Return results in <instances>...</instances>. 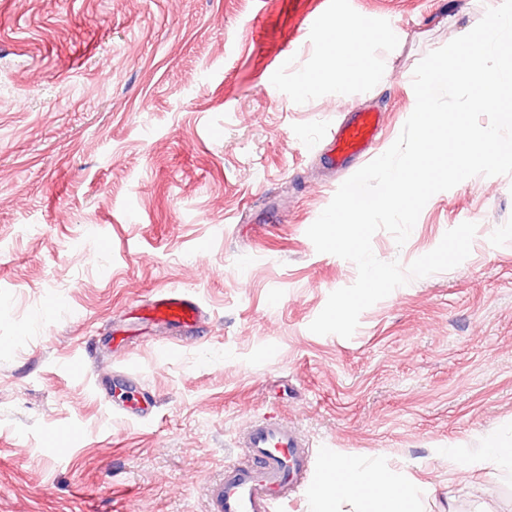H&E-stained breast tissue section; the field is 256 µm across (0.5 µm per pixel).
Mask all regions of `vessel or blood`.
Returning <instances> with one entry per match:
<instances>
[{
    "mask_svg": "<svg viewBox=\"0 0 512 512\" xmlns=\"http://www.w3.org/2000/svg\"><path fill=\"white\" fill-rule=\"evenodd\" d=\"M381 112L352 113L326 137L325 147L331 167L347 169L350 160L370 159L382 130ZM149 319L161 326L193 333L203 318L196 298L184 288L159 292L149 311ZM107 397L115 411L138 417L153 411L137 405L126 392L109 390ZM241 453L225 463L222 480L210 489L213 512H276L289 496L305 493L302 479L312 464L310 446L287 420L266 414L249 421L240 435Z\"/></svg>",
    "mask_w": 512,
    "mask_h": 512,
    "instance_id": "obj_1",
    "label": "vessel or blood"
}]
</instances>
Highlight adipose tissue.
I'll use <instances>...</instances> for the list:
<instances>
[{
  "label": "adipose tissue",
  "mask_w": 512,
  "mask_h": 512,
  "mask_svg": "<svg viewBox=\"0 0 512 512\" xmlns=\"http://www.w3.org/2000/svg\"><path fill=\"white\" fill-rule=\"evenodd\" d=\"M329 33L335 51L334 81L341 91L350 74L363 66L375 39L348 21L330 24ZM446 454L449 469L467 471L492 461L504 475L512 477V447L497 439H484L478 448H450ZM344 471L346 478L339 489L321 485L309 494V512H329L327 504L334 498L357 501L358 512H403L404 504L415 497L414 483L397 481L376 463L350 464Z\"/></svg>",
  "instance_id": "adipose-tissue-1"
}]
</instances>
